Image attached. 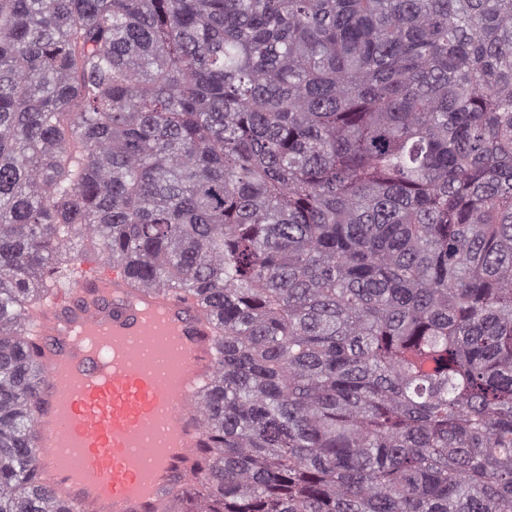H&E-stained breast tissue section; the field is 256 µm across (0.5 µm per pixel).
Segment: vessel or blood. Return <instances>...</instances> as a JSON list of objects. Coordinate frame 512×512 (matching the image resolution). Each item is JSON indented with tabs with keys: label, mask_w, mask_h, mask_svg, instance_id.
<instances>
[{
	"label": "vessel or blood",
	"mask_w": 512,
	"mask_h": 512,
	"mask_svg": "<svg viewBox=\"0 0 512 512\" xmlns=\"http://www.w3.org/2000/svg\"><path fill=\"white\" fill-rule=\"evenodd\" d=\"M74 329L105 334L112 345L92 356L71 337ZM164 331L188 336L178 345L176 375L154 349ZM39 332L35 433L45 486L70 512H156L193 477L195 451L204 443L195 399L215 355L196 308L155 289H131L124 266L84 264L74 291L45 309ZM50 446L79 460L81 477L98 496L78 494L48 464Z\"/></svg>",
	"instance_id": "vessel-or-blood-1"
}]
</instances>
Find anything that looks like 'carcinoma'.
Returning <instances> with one entry per match:
<instances>
[{
	"mask_svg": "<svg viewBox=\"0 0 512 512\" xmlns=\"http://www.w3.org/2000/svg\"><path fill=\"white\" fill-rule=\"evenodd\" d=\"M89 257L214 340L157 512H512V0H0V512Z\"/></svg>",
	"mask_w": 512,
	"mask_h": 512,
	"instance_id": "cac0c4a2",
	"label": "carcinoma"
}]
</instances>
